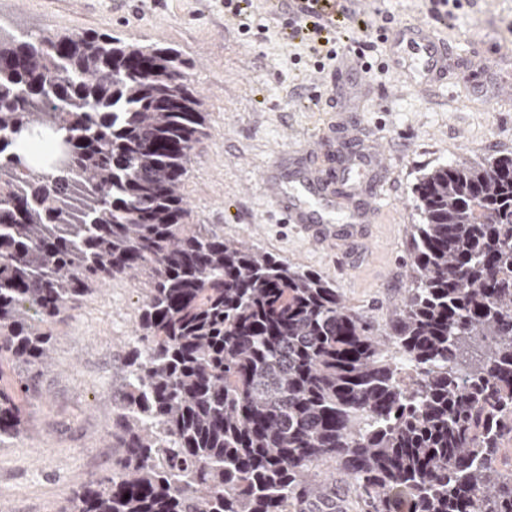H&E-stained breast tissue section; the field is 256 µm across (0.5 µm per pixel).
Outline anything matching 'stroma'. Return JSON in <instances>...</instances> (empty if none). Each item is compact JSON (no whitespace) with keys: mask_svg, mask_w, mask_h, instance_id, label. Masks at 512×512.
Returning <instances> with one entry per match:
<instances>
[{"mask_svg":"<svg viewBox=\"0 0 512 512\" xmlns=\"http://www.w3.org/2000/svg\"><path fill=\"white\" fill-rule=\"evenodd\" d=\"M342 34L362 41L369 72L336 64L316 72L305 42L288 28L283 0H252L244 19L224 0H0V24L18 32H107L179 50L208 114L183 181L189 221L271 251L320 273L351 308L386 324L411 286V234L419 215L411 190L431 168L512 152V93L495 95L512 71V0H466L447 20L432 0H350ZM396 24L422 21L448 40L447 89L419 93L388 67L376 32L382 13ZM248 33H240V21ZM339 152L384 147L389 168L367 248L329 252L296 225L278 223L260 181L270 167L309 164L320 137ZM145 279L115 280L64 324L46 325L52 368L36 373L25 431L0 447V512H62L80 483L111 475L112 417L125 387Z\"/></svg>","mask_w":512,"mask_h":512,"instance_id":"35a3bbf8","label":"stroma"}]
</instances>
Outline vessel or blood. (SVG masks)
I'll return each mask as SVG.
<instances>
[{
    "instance_id": "vessel-or-blood-1",
    "label": "vessel or blood",
    "mask_w": 512,
    "mask_h": 512,
    "mask_svg": "<svg viewBox=\"0 0 512 512\" xmlns=\"http://www.w3.org/2000/svg\"><path fill=\"white\" fill-rule=\"evenodd\" d=\"M392 69L407 87L418 89L448 81V47L434 29L413 22L395 28L389 38ZM371 178L368 161H353L338 174L342 185L335 191L316 170L297 171L291 180H283L276 171L262 176L267 199L282 215L285 223L295 224L318 243L336 245V223L363 224L376 211V196L366 193Z\"/></svg>"
}]
</instances>
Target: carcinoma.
I'll use <instances>...</instances> for the list:
<instances>
[{"label":"carcinoma","mask_w":512,"mask_h":512,"mask_svg":"<svg viewBox=\"0 0 512 512\" xmlns=\"http://www.w3.org/2000/svg\"><path fill=\"white\" fill-rule=\"evenodd\" d=\"M189 68L158 43L0 29V361L51 366L41 325L150 283L118 467L63 512H336L333 465L365 512H512V153L423 174L416 287L380 332L319 274L186 223ZM29 399L0 384V447Z\"/></svg>","instance_id":"1"}]
</instances>
